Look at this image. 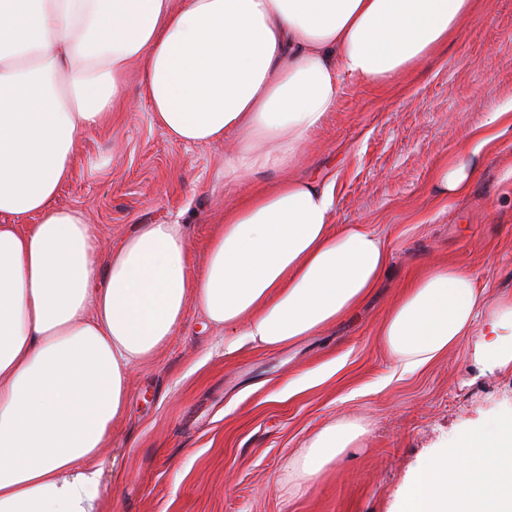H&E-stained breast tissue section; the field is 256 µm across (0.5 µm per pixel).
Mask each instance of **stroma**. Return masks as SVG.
<instances>
[{
    "label": "stroma",
    "instance_id": "obj_1",
    "mask_svg": "<svg viewBox=\"0 0 512 512\" xmlns=\"http://www.w3.org/2000/svg\"><path fill=\"white\" fill-rule=\"evenodd\" d=\"M132 111L76 142L58 195L85 212L105 264L134 224L188 227L191 269L240 193L225 189L223 143L172 141L131 77ZM512 106V0H476L438 57L388 84L346 86L310 134L295 175L333 181V224H362L389 253L370 298L342 321L276 349L224 351L223 330L197 306L147 364L132 369L123 416L101 456L120 479L108 512H398L412 473L466 429L512 412V367L477 356L498 328L466 336L426 368L393 377L378 331L402 289L429 263L472 272L489 301L512 298V126L498 127L463 195L430 192L436 165L467 133ZM368 433L310 481L293 460L327 423Z\"/></svg>",
    "mask_w": 512,
    "mask_h": 512
}]
</instances>
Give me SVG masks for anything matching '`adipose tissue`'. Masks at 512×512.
<instances>
[{
  "instance_id": "adipose-tissue-1",
  "label": "adipose tissue",
  "mask_w": 512,
  "mask_h": 512,
  "mask_svg": "<svg viewBox=\"0 0 512 512\" xmlns=\"http://www.w3.org/2000/svg\"><path fill=\"white\" fill-rule=\"evenodd\" d=\"M473 0H0V512H104L101 450L126 410L131 368L197 304L258 348L311 335L357 307L388 268L361 224L331 228L333 187L290 171L351 82L384 83L433 55ZM173 141L232 145L226 211L187 271V227L135 224L105 267L85 213L57 205L81 132L125 111L133 67ZM483 164L463 147L433 194L463 193ZM279 180L253 193L255 173ZM512 299L435 265L390 309L382 342L425 367ZM240 341V342H241ZM366 433L322 428L293 466L320 473ZM400 512H512V415L475 426L418 466Z\"/></svg>"
}]
</instances>
